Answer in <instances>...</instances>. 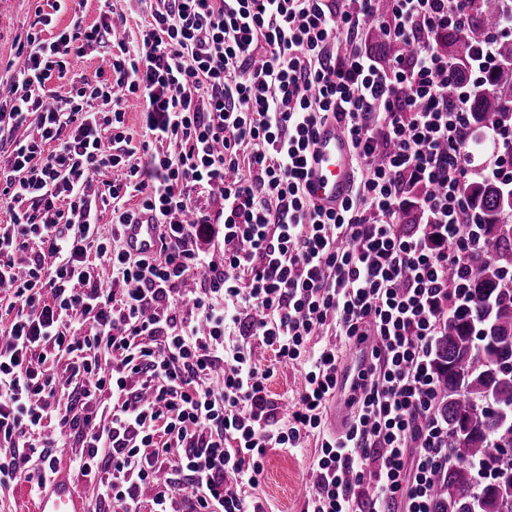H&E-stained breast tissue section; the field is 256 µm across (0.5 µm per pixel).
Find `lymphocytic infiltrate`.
<instances>
[{"label": "lymphocytic infiltrate", "mask_w": 512, "mask_h": 512, "mask_svg": "<svg viewBox=\"0 0 512 512\" xmlns=\"http://www.w3.org/2000/svg\"><path fill=\"white\" fill-rule=\"evenodd\" d=\"M136 2L149 16L139 42L118 40L107 76L61 98L54 78L116 32L105 19L55 30L69 0H52L0 95V130L38 120L0 155V198L13 205L0 225V485L21 474L36 492L55 473L43 422L57 415L79 436V472L123 512H264L251 490L267 449L302 447L320 428L342 376L337 342L371 339L348 428L321 441L305 512H431L448 463L431 341L465 301L469 254L495 250L467 188L512 187V126L480 137L492 149L479 160L470 121L512 0L492 29L480 26L481 0ZM467 28L478 35L463 78L448 34ZM374 30L394 49L388 61L367 48ZM132 96L143 103L137 150ZM328 122L350 141L353 187L326 212L306 177ZM167 142L177 154L161 151ZM104 170L114 224L150 215L156 255L102 237L84 188ZM130 193L139 207H119ZM202 195L213 211L197 207ZM217 240L220 266L206 250ZM33 243L40 252L18 276ZM96 256L121 288L102 287ZM330 326L335 341L311 348ZM259 346L285 365L307 355L291 409L269 398ZM51 349L78 357L67 380L47 368ZM66 388L80 412L61 413ZM103 393L114 403L98 413L89 403ZM142 101L130 100L126 107V127L131 134L132 146L140 148L142 142Z\"/></svg>", "instance_id": "1"}]
</instances>
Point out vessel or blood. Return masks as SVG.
<instances>
[{
    "instance_id": "obj_1",
    "label": "vessel or blood",
    "mask_w": 512,
    "mask_h": 512,
    "mask_svg": "<svg viewBox=\"0 0 512 512\" xmlns=\"http://www.w3.org/2000/svg\"><path fill=\"white\" fill-rule=\"evenodd\" d=\"M308 181L312 199L324 209H337L348 196L351 190V154L347 135L340 126L329 123L319 127ZM123 235L124 244L131 253L155 254L159 227L148 217H141L138 223L124 225ZM34 512H85L65 471H57L42 488Z\"/></svg>"
}]
</instances>
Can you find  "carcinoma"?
I'll list each match as a JSON object with an SVG mask.
<instances>
[{
    "label": "carcinoma",
    "mask_w": 512,
    "mask_h": 512,
    "mask_svg": "<svg viewBox=\"0 0 512 512\" xmlns=\"http://www.w3.org/2000/svg\"><path fill=\"white\" fill-rule=\"evenodd\" d=\"M473 38L465 29L448 34V55L458 65L467 62ZM498 55L507 65L490 76L491 91L473 95L470 119L480 130L512 121V42H500ZM468 192L501 255L470 256L467 300L448 315L433 342L440 391L436 412L448 425V455L453 461L437 472L431 510L512 512V502L500 494L501 485L512 481V462L499 465L480 485L467 465L495 459L498 451L512 448V298L502 288V266L512 264V224L498 223L503 211L512 210V191L481 181ZM488 394L493 399L490 409L484 406Z\"/></svg>",
    "instance_id": "obj_1"
}]
</instances>
